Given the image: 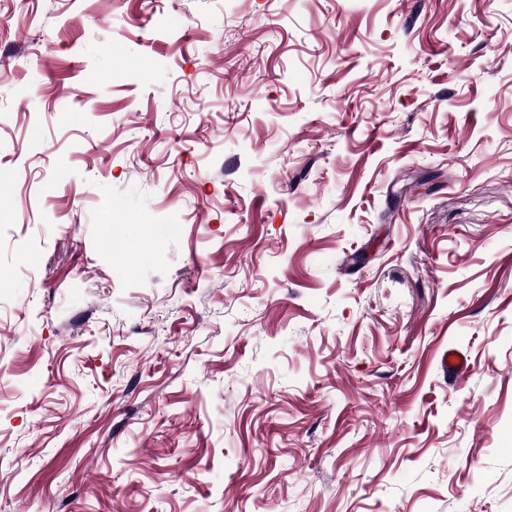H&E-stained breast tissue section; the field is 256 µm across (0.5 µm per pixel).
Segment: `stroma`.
<instances>
[{
	"mask_svg": "<svg viewBox=\"0 0 512 512\" xmlns=\"http://www.w3.org/2000/svg\"><path fill=\"white\" fill-rule=\"evenodd\" d=\"M0 285V512H512V0H0Z\"/></svg>",
	"mask_w": 512,
	"mask_h": 512,
	"instance_id": "obj_1",
	"label": "stroma"
}]
</instances>
